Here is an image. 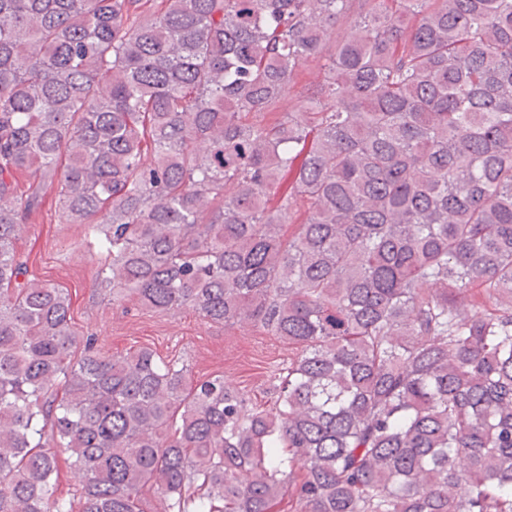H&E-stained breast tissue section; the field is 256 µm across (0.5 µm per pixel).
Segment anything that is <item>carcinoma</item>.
Returning <instances> with one entry per match:
<instances>
[{
  "mask_svg": "<svg viewBox=\"0 0 512 512\" xmlns=\"http://www.w3.org/2000/svg\"><path fill=\"white\" fill-rule=\"evenodd\" d=\"M49 189L112 300L295 347L273 400L78 337L14 247ZM149 483L168 512H512V0H0V512ZM323 64L322 60L310 59L297 69L293 76L289 96L281 100L267 114V118L271 122L280 120L283 116L282 112H288V99L309 95L320 87L324 79ZM67 457V454H62L59 457V473L57 482V492L66 497L69 493H72L80 483V475L77 471L70 468Z\"/></svg>",
  "mask_w": 512,
  "mask_h": 512,
  "instance_id": "cac0c4a2",
  "label": "carcinoma"
}]
</instances>
